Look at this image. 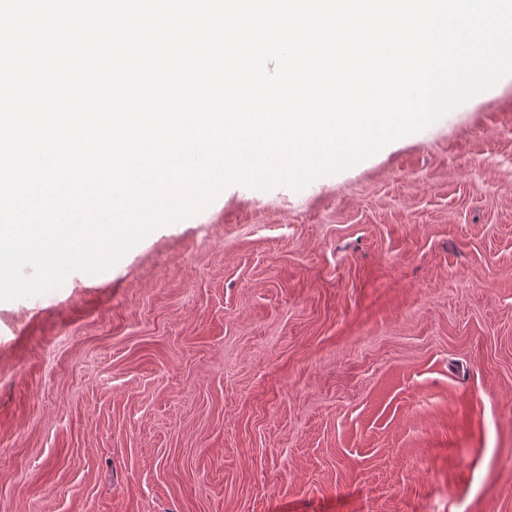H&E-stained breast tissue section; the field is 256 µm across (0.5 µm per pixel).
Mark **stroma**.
I'll use <instances>...</instances> for the list:
<instances>
[{"label": "stroma", "mask_w": 512, "mask_h": 512, "mask_svg": "<svg viewBox=\"0 0 512 512\" xmlns=\"http://www.w3.org/2000/svg\"><path fill=\"white\" fill-rule=\"evenodd\" d=\"M0 512H512V75L0 301Z\"/></svg>", "instance_id": "obj_1"}]
</instances>
